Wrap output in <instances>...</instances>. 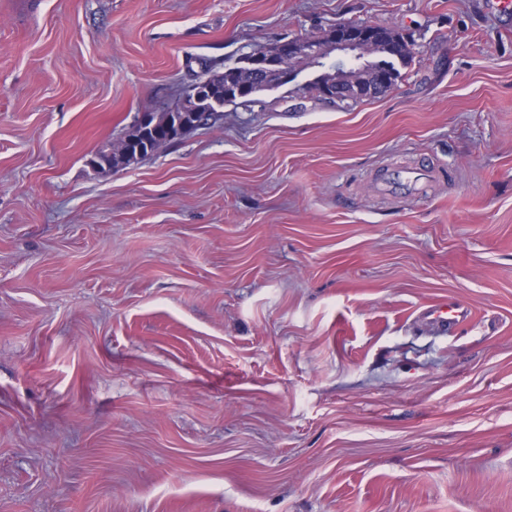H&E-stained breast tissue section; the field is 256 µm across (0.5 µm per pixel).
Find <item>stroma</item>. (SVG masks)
Wrapping results in <instances>:
<instances>
[{"label":"stroma","mask_w":512,"mask_h":512,"mask_svg":"<svg viewBox=\"0 0 512 512\" xmlns=\"http://www.w3.org/2000/svg\"><path fill=\"white\" fill-rule=\"evenodd\" d=\"M316 72L92 169L205 65ZM445 184L374 192L394 166ZM462 307L441 328L425 309ZM0 512H512V26L486 0H0ZM370 27L363 22H342L336 24L335 31L332 32L331 42L322 46L316 42L304 38H285L274 43L275 50H270V46L259 45L253 49L244 60L248 70L254 68H263L272 73H288L285 78H291L294 71L290 63L297 56H305L310 60H319L324 52L331 54L336 52V58L353 59L360 55V48L365 44L388 40L380 30L393 32L386 28L374 26ZM410 43V42H409ZM403 52L401 53V57L396 54H389L390 49L385 43H377L373 46H368L367 50L371 54L375 55H388L384 62H378L377 66H373L374 75L368 79V81L364 83H354L351 88H346L341 85L332 86L330 84H324L320 81L317 76L312 82L308 83L307 86L314 89L315 92H318L321 96L325 98H331L336 100L342 95H378L382 93L388 87V80L390 81V85L388 88H391L396 84V82L402 78V73L400 69L396 70V72L391 74L388 78L386 72H393L398 66L408 67L411 65L413 61V44L410 43L409 49H406V44L402 42ZM402 58V59H401ZM317 100L324 101V99L320 95L313 94L312 90L309 91ZM325 102V101H324Z\"/></svg>","instance_id":"35a3bbf8"}]
</instances>
